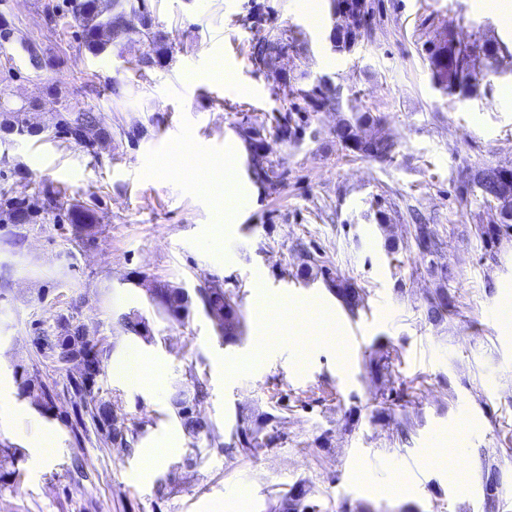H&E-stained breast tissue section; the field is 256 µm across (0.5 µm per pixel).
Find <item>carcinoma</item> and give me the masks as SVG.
Here are the masks:
<instances>
[{
	"label": "carcinoma",
	"mask_w": 512,
	"mask_h": 512,
	"mask_svg": "<svg viewBox=\"0 0 512 512\" xmlns=\"http://www.w3.org/2000/svg\"><path fill=\"white\" fill-rule=\"evenodd\" d=\"M338 9L357 16V27L339 34L336 41L338 50L351 49L362 37V30L367 21L366 0H338ZM139 16L138 33L143 44V51L137 59L141 71L164 67L171 60V46L166 31L159 28L145 5L134 0H68L67 10L62 13L52 11L50 22L58 23L68 17L79 29L81 47L97 57L112 52V47L122 44L129 34L124 20L127 14ZM19 43L28 53L29 61L36 70L43 69L44 59L41 49L29 42L14 22L0 14V46ZM304 49L302 32L291 29H271L251 43L250 58L253 64L261 65L266 58L283 51L292 50L301 54ZM481 50L489 60L495 58L496 51L484 45L454 43L443 39L428 49V60L433 78L446 84L448 93L468 96L476 91L485 75L476 71L473 57L476 50ZM338 104L336 93L327 83H318L309 89L297 92L296 102L292 104L294 112H319L333 109ZM38 111L35 103L11 108L0 104V130H6L19 136L49 131L64 135L77 144L95 149L96 145L112 137L111 118L102 111L91 107L67 105L58 111L48 125L36 126L30 123L27 113ZM372 125L374 136L365 137V126ZM300 126L292 125V117L285 116L275 127H248L244 130L246 142L251 152L257 153L267 149V137L280 142L298 138ZM336 139L341 150L354 155L374 159H387L395 149L396 140L391 129L382 117L365 114L358 118L343 121L336 128ZM472 183L482 194L486 203H495L499 214L498 222L479 225L477 234L482 240L498 241L512 236V168H481L475 173ZM60 191L42 188L31 198L13 197L0 202V221L11 224H34L40 213L56 205ZM65 218L73 225L92 224L95 221V204L76 202L67 209ZM415 241L421 256H432L439 252L437 231L434 226L422 222V217L415 213ZM302 270L306 273L316 272L322 276L328 287L352 314L364 307L365 291L355 282L343 278L326 267L319 258L307 250H302ZM196 300L214 322L218 337L226 341H235L241 337L244 318L238 310L234 291L214 283L206 288H199ZM151 301L173 318H179L189 304V296L179 288L168 283H158L151 289ZM454 298L446 288H438L426 297L425 313L433 323H440L451 315ZM123 328L135 336L148 337V323L135 314L121 317ZM43 344L40 354L43 359L59 365L81 359L83 371L78 376L68 377L66 386L71 404V411L63 410L59 416L69 417L74 414L81 426L91 425L104 444L119 445L128 451L133 450L135 438L128 437L124 427L118 424L120 416L116 405L110 399L98 398L93 389L97 377L103 368L104 350L97 348L86 336V325L75 320L61 324L57 336H42ZM19 391L22 396H35L39 406L51 409L55 407L54 389L46 383L32 387L26 372L19 376ZM206 397V388L202 381L193 382V395L178 390L170 397L172 406L184 431L193 439L207 433L208 424L201 415L199 405ZM239 451L246 455H256L260 449L270 445L271 440L261 437L260 430L242 425L237 432ZM3 453L0 460V487L16 482L20 476L17 467L19 458L16 453ZM308 489L303 484L292 487L276 505L273 512H309L307 503Z\"/></svg>",
	"instance_id": "carcinoma-1"
}]
</instances>
